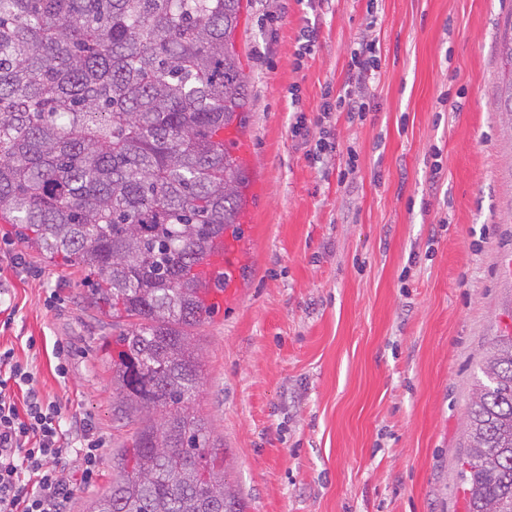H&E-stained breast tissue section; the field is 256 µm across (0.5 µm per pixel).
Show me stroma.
Returning a JSON list of instances; mask_svg holds the SVG:
<instances>
[{"mask_svg": "<svg viewBox=\"0 0 512 512\" xmlns=\"http://www.w3.org/2000/svg\"><path fill=\"white\" fill-rule=\"evenodd\" d=\"M366 6L243 0L235 34L249 86L247 261L193 340L196 406L248 512H468L467 408L493 337L512 332V116L498 110L512 70L496 46L512 0H377L374 26ZM308 19L317 42L298 68ZM364 33L380 69L372 111L333 128L359 156L342 182L336 163L308 161L289 122L342 87ZM14 248L31 274H0L14 312L0 345L106 441L97 483L72 501L85 512L138 427L112 388V319L69 267ZM57 342L70 351L63 378Z\"/></svg>", "mask_w": 512, "mask_h": 512, "instance_id": "1", "label": "stroma"}]
</instances>
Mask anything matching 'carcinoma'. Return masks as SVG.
<instances>
[{
    "mask_svg": "<svg viewBox=\"0 0 512 512\" xmlns=\"http://www.w3.org/2000/svg\"><path fill=\"white\" fill-rule=\"evenodd\" d=\"M241 0H0V221L97 275L140 426L88 512H246L194 405L211 283L193 272L238 224L245 172L217 130L246 121ZM467 414L469 512H512V335Z\"/></svg>",
    "mask_w": 512,
    "mask_h": 512,
    "instance_id": "cac0c4a2",
    "label": "carcinoma"
}]
</instances>
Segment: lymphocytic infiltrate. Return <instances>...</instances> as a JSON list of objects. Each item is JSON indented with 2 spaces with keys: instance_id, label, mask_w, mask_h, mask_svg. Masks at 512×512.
Here are the masks:
<instances>
[{
  "instance_id": "obj_1",
  "label": "lymphocytic infiltrate",
  "mask_w": 512,
  "mask_h": 512,
  "mask_svg": "<svg viewBox=\"0 0 512 512\" xmlns=\"http://www.w3.org/2000/svg\"><path fill=\"white\" fill-rule=\"evenodd\" d=\"M375 40L361 36L351 52V74L335 97H324L315 118L298 113L292 136L314 139V162L337 158L345 171L356 166L355 153L337 156L338 145L329 126L335 113L365 118L372 105L366 80L378 67ZM105 442L92 416L64 419L59 401L43 398L32 364L16 359L13 348L0 347V512H71L76 485L99 476ZM75 454L77 470L64 459Z\"/></svg>"
}]
</instances>
